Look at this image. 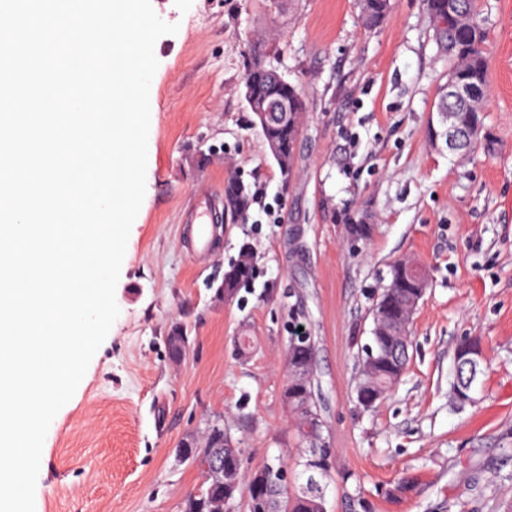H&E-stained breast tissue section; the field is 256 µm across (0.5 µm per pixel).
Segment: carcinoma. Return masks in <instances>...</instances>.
Listing matches in <instances>:
<instances>
[{
  "label": "carcinoma",
  "instance_id": "1",
  "mask_svg": "<svg viewBox=\"0 0 512 512\" xmlns=\"http://www.w3.org/2000/svg\"><path fill=\"white\" fill-rule=\"evenodd\" d=\"M458 8L448 12V0H427V11L433 25L436 44L448 57V73L456 82L472 83L486 90L488 70L484 44L486 35L477 22V0H457ZM361 17L365 25L371 27L381 23L389 8L390 0H359ZM264 54L253 51L245 60L244 77L261 79L274 70L263 60ZM259 91L273 93L288 99L294 105L295 112H305V103L300 89L288 82L260 83ZM439 105L448 107L456 113V123L467 130L471 127H483L484 101L472 98L463 103L449 94H444ZM252 124L260 128L262 137L277 135L285 146L288 160H294V149L298 129L260 126L258 116L252 117ZM254 197L250 188L238 176L228 178L224 183V214L234 218H243L253 204ZM415 261L399 259L389 267V280L385 284L372 308L373 328L371 330V353H363L359 363L355 386L356 399L376 398L381 402L405 374L410 362L409 348L411 335L399 336L397 330L412 316L416 295V278L412 267ZM254 256L250 249H242L238 257L224 272V297L234 296L239 288L249 282L254 275ZM288 360L293 369L302 374L300 378L288 377L284 394L288 397V409L300 450L295 458L294 478L298 479L311 469L319 471L322 486H327L330 467L323 460L330 457L327 448L313 447V434L323 433V420H315L321 414L317 396V382L314 374L316 352L312 340L302 341L288 338ZM204 456L194 458L192 463L206 473L205 463L209 452L222 447L224 434L208 430L203 437ZM284 461L268 463L263 467L246 473L242 467V452L224 451V467L243 472L244 479L235 488L211 486L200 494H190L182 502L181 512H222V508L244 497L247 512H253L254 502H260L264 512H319L316 504H325L324 490L311 489L305 482L294 487L288 493L284 477Z\"/></svg>",
  "mask_w": 512,
  "mask_h": 512
}]
</instances>
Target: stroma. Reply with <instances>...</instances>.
<instances>
[{
  "mask_svg": "<svg viewBox=\"0 0 512 512\" xmlns=\"http://www.w3.org/2000/svg\"><path fill=\"white\" fill-rule=\"evenodd\" d=\"M178 24L155 44L146 195L115 298L120 315L46 435L35 512H180L203 481L179 451L220 419L244 465L296 450L283 400L294 324L317 351L333 450L327 512H512V0H477L488 87L482 140L464 160L428 137L448 62L426 0H391L365 27L358 0H151ZM301 87L307 110L283 178L240 94L244 59ZM241 176L274 209L216 227L194 253L188 211ZM366 226V234L354 225ZM252 283L218 285L242 245ZM430 273L413 316V357L376 408L356 402L372 299L388 266ZM188 337L181 358L165 338ZM252 336L239 358L234 340ZM479 339L472 402L451 393L454 352Z\"/></svg>",
  "mask_w": 512,
  "mask_h": 512,
  "instance_id": "1",
  "label": "stroma"
}]
</instances>
